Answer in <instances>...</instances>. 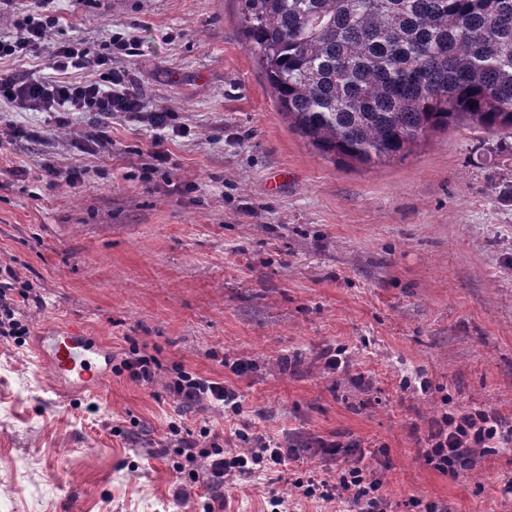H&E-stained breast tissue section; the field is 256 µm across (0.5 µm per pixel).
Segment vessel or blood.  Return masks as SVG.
Here are the masks:
<instances>
[{"instance_id":"b4317fda","label":"vessel or blood","mask_w":512,"mask_h":512,"mask_svg":"<svg viewBox=\"0 0 512 512\" xmlns=\"http://www.w3.org/2000/svg\"><path fill=\"white\" fill-rule=\"evenodd\" d=\"M101 355V350L91 343L89 337L83 336L81 328L75 326L48 337L46 347L39 349L36 360L48 368L54 380L99 384L104 378L102 370L97 367Z\"/></svg>"}]
</instances>
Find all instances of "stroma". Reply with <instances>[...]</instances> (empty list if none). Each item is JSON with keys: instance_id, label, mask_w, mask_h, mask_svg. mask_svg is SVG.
Listing matches in <instances>:
<instances>
[{"instance_id": "35a3bbf8", "label": "stroma", "mask_w": 512, "mask_h": 512, "mask_svg": "<svg viewBox=\"0 0 512 512\" xmlns=\"http://www.w3.org/2000/svg\"><path fill=\"white\" fill-rule=\"evenodd\" d=\"M49 44L112 51L150 103L177 114L167 170L142 152L154 130L121 113L55 116L0 102V271L12 270L29 335H0V512H352L304 497L295 478L360 463L393 512L411 498L450 512H512V452L480 451L451 477L419 454L445 409L512 425V157L460 126L421 139L401 160L344 167L324 159L280 113L244 45L237 0H57ZM45 51L0 72L60 73ZM99 127L104 145L77 149ZM83 182L48 187L44 163ZM78 324L107 353L104 387L54 389L33 352ZM160 361L151 384L116 374L132 347ZM338 357L339 367L328 364ZM184 370L226 382L241 420L288 450L279 473L214 487L203 459L169 429L210 430L239 449L235 423L166 389ZM322 438L355 442L331 456ZM198 473L190 497L181 474Z\"/></svg>"}]
</instances>
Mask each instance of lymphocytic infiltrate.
I'll return each instance as SVG.
<instances>
[{"label": "lymphocytic infiltrate", "mask_w": 512, "mask_h": 512, "mask_svg": "<svg viewBox=\"0 0 512 512\" xmlns=\"http://www.w3.org/2000/svg\"><path fill=\"white\" fill-rule=\"evenodd\" d=\"M32 2L34 11L18 23L15 36L0 40V59L44 45L55 23L54 16L48 13L51 0ZM111 62V53L92 51L80 42L58 45L50 52V68H92L99 71V80L46 82L35 78L20 80L1 74L0 99L24 112L124 113L130 119L158 130V137L146 153L145 167L149 170L164 168L169 154L164 147L163 134L167 131L175 135L182 132L176 122L177 114L167 106L146 102L125 77L113 73ZM171 389L181 402L204 399L211 405L223 407L225 414L237 416L241 413L236 393L222 382L205 380L183 371L173 380ZM236 436L244 445L243 451L237 453L227 452L216 442L211 443L209 450L199 451L198 441L190 434L180 438L179 448L190 457L202 454L217 484L235 473L269 472L284 465L285 452L263 436L250 433L245 428L237 429ZM506 445H512V428L505 427L496 415L481 410L446 411L434 420L422 456L436 470L453 476L469 464L475 449ZM294 485L304 496L317 495L325 501L349 494L356 512H388V502L380 493V482L371 479L360 466L346 470L333 481L308 476L296 479Z\"/></svg>", "instance_id": "obj_1"}]
</instances>
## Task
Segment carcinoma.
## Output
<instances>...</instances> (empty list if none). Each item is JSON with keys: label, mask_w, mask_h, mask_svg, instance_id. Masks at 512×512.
Masks as SVG:
<instances>
[{"label": "carcinoma", "mask_w": 512, "mask_h": 512, "mask_svg": "<svg viewBox=\"0 0 512 512\" xmlns=\"http://www.w3.org/2000/svg\"><path fill=\"white\" fill-rule=\"evenodd\" d=\"M277 105L341 165L468 123L512 154V0H240Z\"/></svg>", "instance_id": "carcinoma-1"}]
</instances>
